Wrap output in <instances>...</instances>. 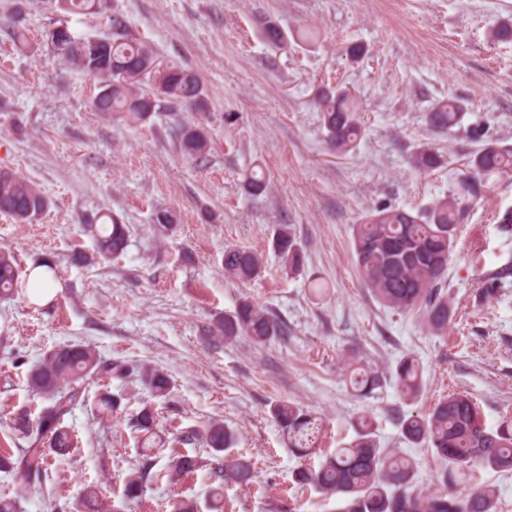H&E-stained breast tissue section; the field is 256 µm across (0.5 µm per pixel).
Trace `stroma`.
Masks as SVG:
<instances>
[{"label": "stroma", "instance_id": "1", "mask_svg": "<svg viewBox=\"0 0 512 512\" xmlns=\"http://www.w3.org/2000/svg\"><path fill=\"white\" fill-rule=\"evenodd\" d=\"M15 13L23 47L11 36ZM62 21L78 36H108L120 22L161 64L196 75L204 108L167 104L136 128L102 116L92 106L98 80L66 69L46 45ZM271 24L284 43L268 41ZM499 25L512 28V0H108L97 15L68 13L60 0H0V167L50 202L31 224L0 213V247L25 272L53 258L58 284L43 305L23 291L0 300V449L26 444L9 419L34 405L27 363L85 343L104 360L148 361L170 375L171 398L156 404L164 440L211 418L235 431L229 454L250 460L255 478L225 485L224 512H338L337 497L294 481L302 460L271 417L277 402L321 418L317 445L325 451L351 442L358 418L370 416L381 447L413 459L419 488L437 490V462L424 445L404 441L399 414L427 413L456 391L479 404L486 427L512 415V277L493 297L480 294L512 267V231L497 221L512 210V177L491 176L464 205L444 288L452 307L445 330L375 299L356 270L352 235L380 204L417 213L460 192L486 142L512 149V36L492 37ZM307 26L317 41L300 39ZM353 45L363 48L359 58L347 53ZM324 91L349 93L358 107L363 136L352 151L333 152L326 142L316 107ZM448 97L464 117L438 132L427 114ZM179 122L203 125L205 160L180 153ZM424 147L443 158L429 173L410 164ZM257 166L269 188L252 195L243 176ZM164 208L180 223L162 237L154 214ZM103 214L127 225L129 239L120 256L99 264L81 227ZM280 224L292 226L302 247L293 275L271 247ZM228 247L261 254L259 275L246 283L225 276ZM243 298L277 317L286 336L213 347L208 326ZM407 354L423 368L410 401L394 377ZM356 368L379 378L368 396L352 387ZM110 389L122 397L110 426L75 410L65 424L76 448L49 455L40 485L0 472V495L19 496L23 512H70L93 485L99 512H169L175 497L206 512L215 459L196 445L188 448L203 462L195 473L163 480V447L151 457L156 480L141 498L124 496L123 479L141 460L128 422L150 395L116 378Z\"/></svg>", "mask_w": 512, "mask_h": 512}]
</instances>
